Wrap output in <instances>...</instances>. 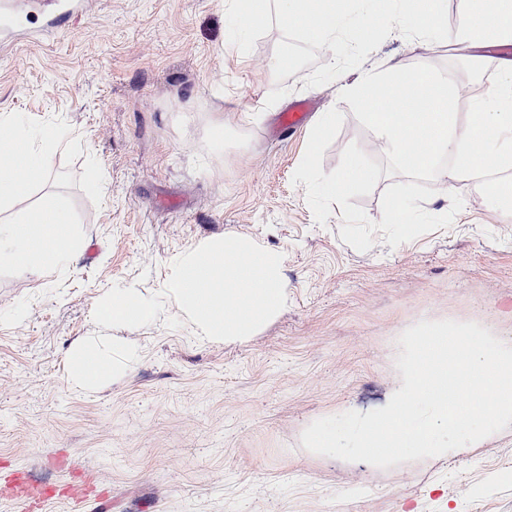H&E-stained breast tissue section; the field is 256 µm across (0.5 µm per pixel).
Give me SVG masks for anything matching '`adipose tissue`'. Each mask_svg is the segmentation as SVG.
<instances>
[{"label": "adipose tissue", "instance_id": "adipose-tissue-1", "mask_svg": "<svg viewBox=\"0 0 512 512\" xmlns=\"http://www.w3.org/2000/svg\"><path fill=\"white\" fill-rule=\"evenodd\" d=\"M470 8L479 18L467 36L472 47H495L512 39V0H470ZM10 124L14 134L5 145L14 152L16 164L0 172L1 204L25 198L45 172L44 158L25 135L21 121L14 117ZM71 224L68 211L51 201L22 222L1 224L0 261L26 265L36 255L45 268L64 264L76 248ZM280 262L278 253L243 240L209 244L202 252L173 258L177 275L167 288L204 336H247L285 303ZM147 314L145 301L131 289L113 292L98 309L103 321L115 324H130Z\"/></svg>", "mask_w": 512, "mask_h": 512}]
</instances>
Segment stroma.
Wrapping results in <instances>:
<instances>
[{
  "mask_svg": "<svg viewBox=\"0 0 512 512\" xmlns=\"http://www.w3.org/2000/svg\"><path fill=\"white\" fill-rule=\"evenodd\" d=\"M226 0H87L46 24L53 0H9L0 31V114L35 131L46 175L0 204L15 222L47 200L74 217L79 248L57 270L0 262V474L42 480L48 512H95L64 497L96 485L110 512H512V425L470 448L388 469L314 454L313 421L384 407L398 382L397 339L423 320L475 322L512 342V214L469 178L387 175L386 142L341 90L364 73L447 67L458 114L489 93L499 48L399 30L361 68L306 87V65L273 74L278 28L244 54ZM487 68L476 81L463 62ZM299 99L317 114L300 136L269 131ZM334 113L319 129L318 115ZM365 176L338 196L350 160ZM242 239L280 253L286 305L252 335L208 340L166 284L172 259ZM135 289L149 315L102 321ZM110 355L112 375L77 385L71 356Z\"/></svg>",
  "mask_w": 512,
  "mask_h": 512,
  "instance_id": "35a3bbf8",
  "label": "stroma"
}]
</instances>
